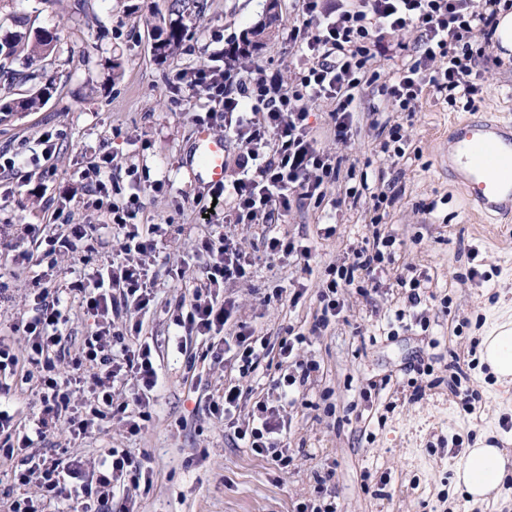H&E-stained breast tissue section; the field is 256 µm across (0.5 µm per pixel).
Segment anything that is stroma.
Listing matches in <instances>:
<instances>
[{"mask_svg": "<svg viewBox=\"0 0 512 512\" xmlns=\"http://www.w3.org/2000/svg\"><path fill=\"white\" fill-rule=\"evenodd\" d=\"M170 0H0V41L28 27L52 32L54 49L35 60V80L0 77V97L22 98L43 89L38 109L0 120V153L27 165L0 173V330L29 309L28 273L6 257L22 245L28 224H105L106 210L93 207L82 171L101 153L112 155L117 203L128 199L130 170L165 183L163 193L144 189V214L171 227L151 260L158 312L149 324L150 343L165 379L152 421L139 434L111 422L85 439L77 452L96 459L102 449L148 455L154 470L149 490L138 491L134 512H298L300 504L335 503L337 512H472L474 506L454 482L462 456L455 446L492 444L512 453V392L504 393L490 373L474 368L485 327L512 317V223L481 217L465 202L448 174V126L457 118L512 116V52H489L478 69L483 93L473 107L449 106L425 97L413 116L394 111L382 86L390 73L381 61L379 78L356 99V133L337 146L327 129L332 101L310 102L309 122L317 146L340 154L344 164L382 169L374 191L395 186L399 198L380 228L391 235V257L377 271L383 286L362 294L342 291L344 310L327 328L315 329L321 313L318 289L328 267L347 261L370 236L368 202L344 203L352 185L347 175L329 185L338 208L293 205L278 229L310 247L303 262L266 253L263 227L239 224L232 232L256 259L251 283H228L224 293L238 305V318L276 343L303 335L297 355L316 363L306 386L288 409L290 429L283 452L287 466L244 448L210 404L225 381L245 393L241 420L254 401L271 392L280 372L277 353L259 356L248 373L203 358V344L175 341L167 312L187 294L178 270L193 261L197 239L224 222L223 210L201 216L194 200L209 203L188 154L197 123L223 136L221 115L207 116L202 100L177 88L176 76L205 65L220 66L223 53L245 30L266 18V0H197L184 14L179 54L156 59L151 14ZM276 34L254 50L246 66H262L291 82L306 59L289 47L287 32L302 20L297 0H279ZM403 123L409 136L407 159L391 164L377 156L373 121ZM335 227L325 236L326 227ZM478 277H470V270ZM418 278L422 303L410 307L398 277ZM283 296H274V289ZM302 290L298 302L289 292ZM464 366L461 390L476 391L473 411H464L448 383ZM481 512H512V492Z\"/></svg>", "mask_w": 512, "mask_h": 512, "instance_id": "stroma-1", "label": "stroma"}]
</instances>
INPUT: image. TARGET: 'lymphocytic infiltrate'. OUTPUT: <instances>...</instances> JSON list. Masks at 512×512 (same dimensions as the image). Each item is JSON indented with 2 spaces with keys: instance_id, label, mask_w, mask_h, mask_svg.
Segmentation results:
<instances>
[{
  "instance_id": "lymphocytic-infiltrate-1",
  "label": "lymphocytic infiltrate",
  "mask_w": 512,
  "mask_h": 512,
  "mask_svg": "<svg viewBox=\"0 0 512 512\" xmlns=\"http://www.w3.org/2000/svg\"><path fill=\"white\" fill-rule=\"evenodd\" d=\"M299 6L304 21L289 29L288 43L308 63L292 83L259 66L243 78L228 62L197 69L186 85L223 111L224 132L241 147L235 173L211 193L224 203L225 223H265L269 254L306 259L308 247L278 235L273 225L294 203L322 206L342 163L340 156L317 148L309 102H334L329 130L337 143H348L356 131V95L387 59L393 66L383 92L393 111L416 112L428 93L448 104L474 103L483 90L478 61L492 48L499 14L512 10V0H353L349 5L340 0L331 8L324 0H299ZM406 31L421 35L411 53L398 40ZM139 204L134 193L128 204L111 206V227L120 238L117 254L64 284L58 281L60 258L96 254L99 225L70 224L53 235L42 224L24 228L31 245L12 260L33 273L32 310L12 330L25 344L19 348L0 336V456L20 457L14 480L25 488L7 512H129L132 490L152 483L146 458L125 450H104L91 466L76 455L41 451L61 429L76 441L117 419L135 435L152 418L161 372L141 333L156 305L149 260L169 227L140 223ZM392 244L391 237L373 233L353 249L349 263L328 270L318 292L321 324L342 313L340 288L357 281L381 288L376 272ZM194 254L204 261L203 273L189 277V298L177 305L174 325L180 335L199 339L215 362L230 353L253 366L259 338L247 324L235 323L236 302L222 293L225 283L249 281L253 257L226 231L201 236ZM77 314L91 317L93 325L74 349L66 325ZM231 322L236 328L225 334ZM63 360L69 365L65 373L59 369ZM315 369V363L296 362L275 383L274 396L255 401L247 424L237 420L242 392L233 385L216 395L213 413L255 455L271 454L287 464L279 452L287 434L281 411L291 402V389L305 386ZM13 377L39 395L38 412L24 420L10 405ZM121 382L130 384L129 395L117 392Z\"/></svg>"
}]
</instances>
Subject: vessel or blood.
<instances>
[{"label": "vessel or blood", "mask_w": 512, "mask_h": 512, "mask_svg": "<svg viewBox=\"0 0 512 512\" xmlns=\"http://www.w3.org/2000/svg\"><path fill=\"white\" fill-rule=\"evenodd\" d=\"M448 171L465 200L478 211L512 220V121L464 119L449 137ZM227 142L199 128L190 153L207 184L223 183Z\"/></svg>", "instance_id": "vessel-or-blood-1"}]
</instances>
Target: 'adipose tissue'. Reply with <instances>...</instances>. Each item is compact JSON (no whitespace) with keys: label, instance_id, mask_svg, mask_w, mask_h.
Segmentation results:
<instances>
[{"label":"adipose tissue","instance_id":"ef3b65f1","mask_svg":"<svg viewBox=\"0 0 512 512\" xmlns=\"http://www.w3.org/2000/svg\"><path fill=\"white\" fill-rule=\"evenodd\" d=\"M479 354L502 387H512V323L497 325L482 336ZM511 479L512 454L493 445L467 449L455 470L457 485L479 502L496 500Z\"/></svg>","mask_w":512,"mask_h":512}]
</instances>
